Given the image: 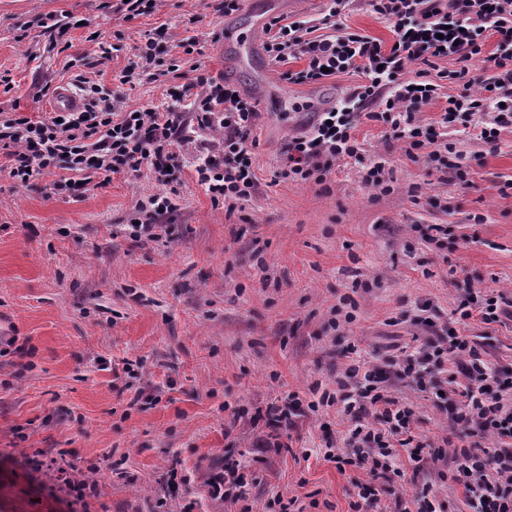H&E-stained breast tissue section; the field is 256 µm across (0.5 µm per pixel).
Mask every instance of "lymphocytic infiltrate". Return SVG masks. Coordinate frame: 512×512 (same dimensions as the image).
Listing matches in <instances>:
<instances>
[{
	"label": "lymphocytic infiltrate",
	"instance_id": "1",
	"mask_svg": "<svg viewBox=\"0 0 512 512\" xmlns=\"http://www.w3.org/2000/svg\"><path fill=\"white\" fill-rule=\"evenodd\" d=\"M349 0H331L322 17L268 26L267 49L282 80L319 83L328 76L356 72L366 82L344 103L317 113L312 131L289 138L282 178L324 184L337 161L361 157L354 136L360 119L385 126L390 139L402 142L407 156L424 154L435 169L454 168L466 180V161H450L452 146L443 142L438 126L477 117L479 139L496 145L502 128L512 126V0H370L373 11L387 18L394 40L382 44L343 27L339 18ZM494 51H487L488 40ZM456 60L451 79L463 81L465 93L449 97L439 125L423 123L422 108L434 98L436 86L426 70L443 59ZM292 59L302 69L288 68ZM479 60L488 75L473 79L469 64ZM418 65L417 79L404 80L408 65ZM201 91L189 112H151L122 108L111 101L97 110L68 112L62 117H0V144L13 150L9 175L18 184L55 168L67 177L53 185L56 194L76 196L93 182L108 184L113 175L148 168L158 185L174 180L172 147L186 142L185 130L197 122L215 131L197 180L213 202L234 211L259 191L247 147L258 112L233 87L200 77ZM459 323L476 318L491 324L512 318V295L475 288L471 280L458 286ZM406 384L430 395L434 408L471 439L468 448L446 451L414 434V408L395 395ZM337 389L323 393L311 411L342 402L349 428L326 460L338 469H361L370 475L359 483L352 512H388L379 477H402L401 460L420 464L450 457L448 479L463 490L470 512H512V369L494 365L476 339L448 327L425 337L413 352L377 364H351ZM30 479L49 490L69 512H88L96 495L93 485L73 482L69 465L55 457H23Z\"/></svg>",
	"mask_w": 512,
	"mask_h": 512
}]
</instances>
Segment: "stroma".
I'll list each match as a JSON object with an SVG mask.
<instances>
[{"label": "stroma", "mask_w": 512, "mask_h": 512, "mask_svg": "<svg viewBox=\"0 0 512 512\" xmlns=\"http://www.w3.org/2000/svg\"><path fill=\"white\" fill-rule=\"evenodd\" d=\"M113 0H0V113L39 117L56 86L83 76L126 109H180L183 75L225 80L243 95L266 99L248 147L258 194L234 214L214 204L195 169L211 141L188 127L173 200L160 239H136V204L160 192L149 170L113 176L78 197L56 195L55 169L29 185L14 183L0 149V450L45 454L95 471L99 495L91 512H352L354 480L325 460L328 439L345 423L337 407L270 424L269 408L289 395L309 403L314 390H335L350 348L388 358L411 350L429 330L418 323L429 304L437 324L457 307L455 284L512 290V127L487 151L473 129L446 130L465 156H480L463 186L452 170L410 159L386 140L382 124L361 120L354 134L363 162H383L394 189L363 181V162L337 163L327 186L278 178L288 138L305 133L313 109L329 110L364 78L345 73L295 85L281 80L266 48L257 60L224 45V27L250 32L280 17L320 16L327 0L290 12L246 9L221 17L213 0H162L130 20ZM69 22L65 35L46 16ZM349 30L384 43L390 22L369 0H350ZM164 28L174 35L159 65L132 83L121 76L136 48ZM111 46L102 53L100 41ZM194 36L199 53L178 39ZM179 64V73L168 72ZM440 224L439 243L419 228ZM350 298L353 319L334 309ZM493 361L512 367V320L485 325ZM419 418L416 435L434 444L454 438L425 393L397 390ZM238 466L244 500L211 498L208 479ZM177 470L180 481L165 478ZM413 485L432 482L442 512H463L447 462L405 463ZM0 512H68L33 485L24 469L0 462Z\"/></svg>", "instance_id": "35a3bbf8"}]
</instances>
